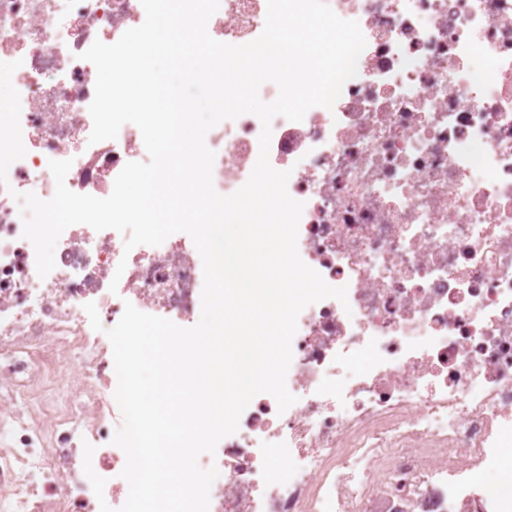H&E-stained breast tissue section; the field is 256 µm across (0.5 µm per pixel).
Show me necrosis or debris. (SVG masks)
Masks as SVG:
<instances>
[{
	"label": "necrosis or debris",
	"instance_id": "necrosis-or-debris-1",
	"mask_svg": "<svg viewBox=\"0 0 512 512\" xmlns=\"http://www.w3.org/2000/svg\"><path fill=\"white\" fill-rule=\"evenodd\" d=\"M327 3L366 39L357 74L333 109L275 118L269 162L304 204L301 259L347 299L299 314L297 401L252 399L205 460L224 474L209 512H512V0ZM266 14L267 0H220L207 29L244 44ZM144 20L140 0H0L26 149L0 184V512H116L129 487L105 331L128 302L186 328L200 318L186 233L128 251L124 234L76 224L43 278L22 236L16 196H53L50 161L72 160L68 189L98 198L143 161L133 124L90 143L96 69L81 55ZM261 129L244 114L207 133L225 193L252 172ZM361 353L367 365L348 371ZM490 467L499 484L473 480Z\"/></svg>",
	"mask_w": 512,
	"mask_h": 512
}]
</instances>
